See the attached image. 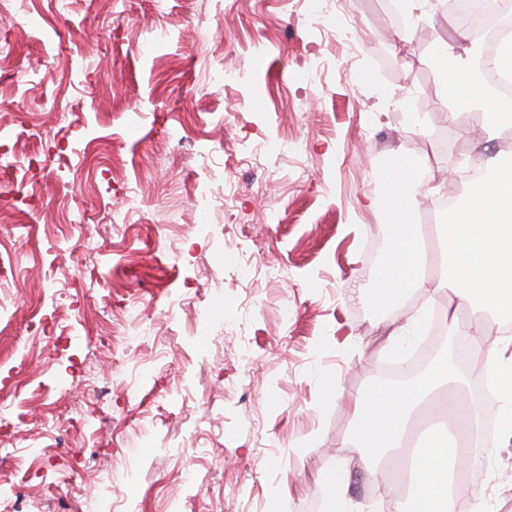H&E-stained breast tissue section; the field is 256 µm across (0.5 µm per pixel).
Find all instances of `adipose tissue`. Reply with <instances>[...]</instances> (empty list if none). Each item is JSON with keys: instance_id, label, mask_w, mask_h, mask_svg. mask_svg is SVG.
<instances>
[{"instance_id": "adipose-tissue-1", "label": "adipose tissue", "mask_w": 512, "mask_h": 512, "mask_svg": "<svg viewBox=\"0 0 512 512\" xmlns=\"http://www.w3.org/2000/svg\"><path fill=\"white\" fill-rule=\"evenodd\" d=\"M444 88L443 103L452 120H459L472 109H481L486 125L494 132L512 129V98L498 96L478 75L469 61L460 60L447 49L437 51Z\"/></svg>"}]
</instances>
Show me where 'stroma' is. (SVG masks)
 Listing matches in <instances>:
<instances>
[{
	"label": "stroma",
	"mask_w": 512,
	"mask_h": 512,
	"mask_svg": "<svg viewBox=\"0 0 512 512\" xmlns=\"http://www.w3.org/2000/svg\"><path fill=\"white\" fill-rule=\"evenodd\" d=\"M445 2L400 26L386 0H345L352 51L323 0H6L0 65L26 80L0 79V494L27 512H326L340 472L347 512H395L345 443L352 398L428 340L420 324L386 349L393 321L471 309L441 288L369 313L386 227L364 201L409 154L429 217L502 152L440 104L435 48L481 50ZM252 237L278 279L239 262ZM492 458L465 499L512 512V445ZM324 488L332 506L330 511H346L343 509L347 493L346 477L339 473L330 474L325 478Z\"/></svg>",
	"instance_id": "1"
}]
</instances>
